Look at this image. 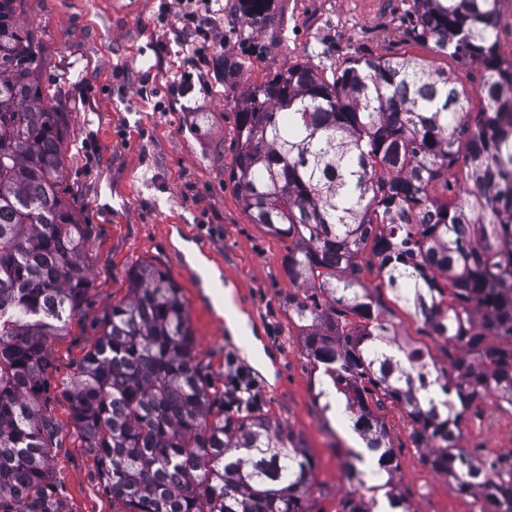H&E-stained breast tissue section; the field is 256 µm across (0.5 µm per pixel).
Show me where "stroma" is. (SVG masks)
Segmentation results:
<instances>
[{
  "instance_id": "obj_1",
  "label": "stroma",
  "mask_w": 512,
  "mask_h": 512,
  "mask_svg": "<svg viewBox=\"0 0 512 512\" xmlns=\"http://www.w3.org/2000/svg\"><path fill=\"white\" fill-rule=\"evenodd\" d=\"M114 1L28 0V21L44 45L45 85L69 121L66 184L92 228V286L80 313L48 346V412L59 428L53 467L62 493L71 512H113L100 465L83 447L58 387L97 342L104 310L127 298V270L152 262L182 287L212 387L223 390L224 363L233 361L262 411L303 439L314 462L311 512H340L350 492L341 470L349 442L325 426L315 374L288 313V243L251 222L224 172L234 149V102L275 72L363 52L458 71L469 90L483 70L458 69L403 36L410 0H274L270 16L252 26L241 24L237 0H118V10ZM186 11L196 13L195 22L183 20ZM254 44L263 46L261 56L250 54ZM179 238L219 268L231 305L204 283L176 246ZM381 301L399 338L447 366V343L427 335L389 293ZM235 317L245 321L247 342L228 328ZM379 414L399 461L395 488L413 512H468L471 496L422 463L402 407L387 401ZM511 434L512 409L488 398L466 413L461 444L504 447Z\"/></svg>"
}]
</instances>
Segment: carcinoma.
<instances>
[{
  "label": "carcinoma",
  "mask_w": 512,
  "mask_h": 512,
  "mask_svg": "<svg viewBox=\"0 0 512 512\" xmlns=\"http://www.w3.org/2000/svg\"><path fill=\"white\" fill-rule=\"evenodd\" d=\"M498 2L412 0L407 12L413 42L483 68L473 94L424 61L362 54L336 68L298 64L234 102L224 171L251 222L290 242L284 267L299 294L288 310L322 411L340 410L373 452L368 472L346 463L364 493L342 512H409L371 407L385 400L408 414L428 468L488 512L512 505V468L490 469L460 445L474 402L512 408V58L500 53ZM272 4L238 0L241 23ZM41 51L26 0H0V512H70L53 476L59 431L43 411L44 372L50 339L92 284L89 228L65 186L69 123L43 86ZM366 268L378 271L373 289ZM126 278L127 300L104 311L61 391L115 512H311L301 437L256 401L225 412L167 270L141 263ZM382 289L459 351L448 367L397 342Z\"/></svg>",
  "instance_id": "1"
}]
</instances>
